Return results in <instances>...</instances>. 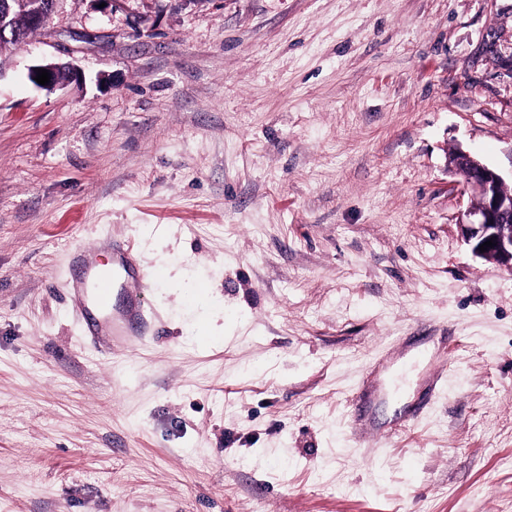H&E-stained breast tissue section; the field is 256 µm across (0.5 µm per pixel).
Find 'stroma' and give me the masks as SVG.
I'll return each mask as SVG.
<instances>
[{
	"mask_svg": "<svg viewBox=\"0 0 512 512\" xmlns=\"http://www.w3.org/2000/svg\"><path fill=\"white\" fill-rule=\"evenodd\" d=\"M457 148L512 174V0H59L0 56V512H512ZM113 241L156 324L105 353L67 293Z\"/></svg>",
	"mask_w": 512,
	"mask_h": 512,
	"instance_id": "obj_1",
	"label": "stroma"
}]
</instances>
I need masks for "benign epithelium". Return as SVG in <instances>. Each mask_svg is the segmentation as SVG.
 Segmentation results:
<instances>
[{
  "label": "benign epithelium",
  "instance_id": "obj_1",
  "mask_svg": "<svg viewBox=\"0 0 512 512\" xmlns=\"http://www.w3.org/2000/svg\"><path fill=\"white\" fill-rule=\"evenodd\" d=\"M6 0L0 2V43L17 38L13 24L14 5L27 6L28 21L33 27L45 28L54 12L57 0ZM50 73L47 87L60 85L56 78L59 70L65 69L69 80L79 78L77 68L70 63H50L44 65ZM452 171L463 179L464 189L469 191L474 202L463 213L459 228L464 242L471 252L480 258H489L509 272H512V193H505L502 174L485 164L478 157L460 149L449 157ZM496 246L482 252L479 246L488 240Z\"/></svg>",
  "mask_w": 512,
  "mask_h": 512
}]
</instances>
